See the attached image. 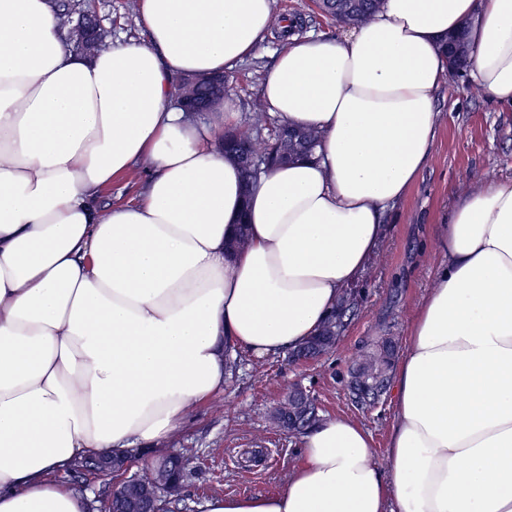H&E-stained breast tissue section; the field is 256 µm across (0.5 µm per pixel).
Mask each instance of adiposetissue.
I'll return each mask as SVG.
<instances>
[{
	"instance_id": "obj_1",
	"label": "adipose tissue",
	"mask_w": 512,
	"mask_h": 512,
	"mask_svg": "<svg viewBox=\"0 0 512 512\" xmlns=\"http://www.w3.org/2000/svg\"><path fill=\"white\" fill-rule=\"evenodd\" d=\"M140 4L144 41L86 57L49 0H0V512H84L51 471L154 448L223 388L230 348L318 332L429 163L450 33L473 85L512 106V0H381L339 35L286 34L263 102L319 146L247 189L217 146L232 100L198 120L174 84L255 55L274 0ZM138 165L142 197L100 208ZM435 246L386 465L325 415L281 490L207 512H512V179L465 190Z\"/></svg>"
}]
</instances>
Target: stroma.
Masks as SVG:
<instances>
[{
    "mask_svg": "<svg viewBox=\"0 0 512 512\" xmlns=\"http://www.w3.org/2000/svg\"><path fill=\"white\" fill-rule=\"evenodd\" d=\"M101 23L110 26L116 42L145 37L139 13L128 0H90ZM278 14L297 22L301 34L333 36L336 21L326 18L314 0H275ZM272 31L263 50L228 73L229 95L239 120L252 114L260 97L263 72L281 43ZM439 114L432 157L408 196L392 207L377 254L353 288L359 308L337 348L320 359L295 363L287 356L258 358L234 354L235 367L224 389L192 410L183 430L161 444L164 452L190 457L191 475L179 502L164 512H207L218 494L273 493L282 488L300 457L299 439L273 427L271 414L288 388L299 384L313 395L322 415L346 416L371 435L378 453H385L394 416L392 390L373 404L354 402L349 388L354 355L373 347L379 337H394L404 352L415 309L433 284L438 257L432 242L438 225L459 193L485 175L512 177V108L470 92L467 72L450 75L435 102ZM55 481L86 503L97 505L116 483L113 475L95 469L55 471Z\"/></svg>",
    "mask_w": 512,
    "mask_h": 512,
    "instance_id": "35a3bbf8",
    "label": "stroma"
}]
</instances>
